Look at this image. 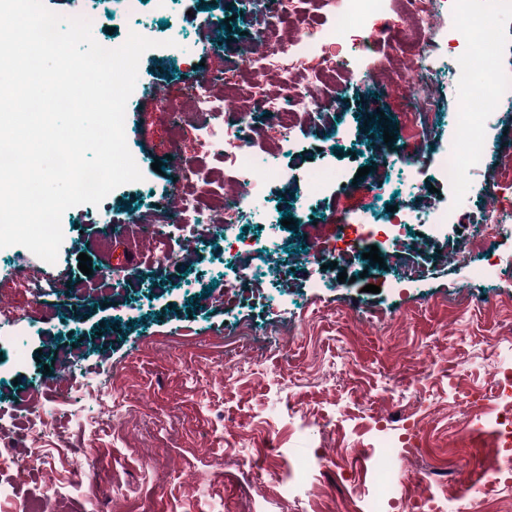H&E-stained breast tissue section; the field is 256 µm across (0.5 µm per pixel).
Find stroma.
<instances>
[{
    "instance_id": "35a3bbf8",
    "label": "stroma",
    "mask_w": 512,
    "mask_h": 512,
    "mask_svg": "<svg viewBox=\"0 0 512 512\" xmlns=\"http://www.w3.org/2000/svg\"><path fill=\"white\" fill-rule=\"evenodd\" d=\"M139 19L157 42L140 58V92L124 120L141 181L68 209L60 261L19 245L0 249V304L32 313L26 325L0 326V512H28L38 498L44 512H369L381 487L374 459L398 435L379 423L397 416L416 424L422 451L394 456L395 495L443 490L446 512H512V458L496 453L503 441L492 414L464 416L458 406L465 390L480 399L512 394L504 379L512 373V220L495 245L502 264L491 281L479 273L482 248L466 242L458 222L412 225L413 259L426 269L416 283H396L372 260L331 247L336 221L386 213L402 191L396 171L357 174L385 130L398 147L422 153L417 207L458 218L497 205L488 192L497 166L468 177L461 194L440 180L437 160L456 141L453 123H438L429 141L419 135L414 115L426 100L444 113L457 109L447 74L412 94L393 61L411 32L393 19L368 56L383 86L341 72L320 86L344 116L340 143L300 124L281 159L284 177L265 185L275 247L248 221L203 233L170 224L148 236L144 226L179 214L182 196L231 184L223 159L198 141L204 118L188 107V92L207 79L218 98L228 86L250 89L255 77L241 54L254 41L255 13L252 0H176L168 13L144 0ZM175 38L178 56L168 46ZM170 155L200 173L178 196L170 173L152 168ZM323 166L341 169L346 188H328L300 211L303 173ZM285 215L292 225H281ZM117 238L138 253V265L115 270ZM309 240L325 247L315 264L301 255ZM162 249L173 258L160 264ZM82 253L91 274L78 267ZM343 272L348 282H339ZM20 276L48 293L36 299L15 288ZM58 282L73 300L53 291ZM227 285L261 287L265 297L230 309L219 295ZM75 350L77 376L98 377L121 421L78 416L86 405L78 388L52 386L45 364ZM31 408L58 426L34 454L22 420ZM314 457L319 466L305 469ZM491 466L503 478L492 496L482 480ZM201 471L209 474L203 484Z\"/></svg>"
}]
</instances>
